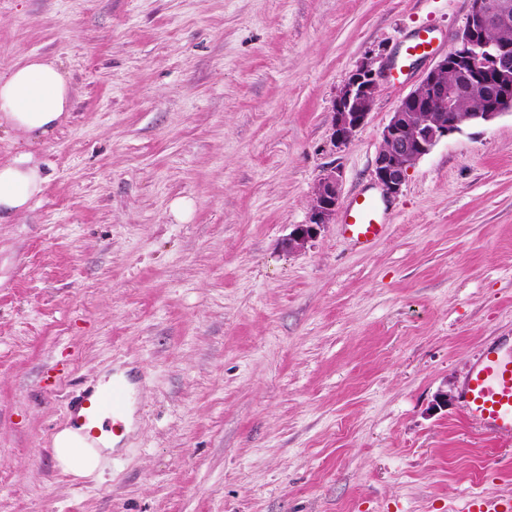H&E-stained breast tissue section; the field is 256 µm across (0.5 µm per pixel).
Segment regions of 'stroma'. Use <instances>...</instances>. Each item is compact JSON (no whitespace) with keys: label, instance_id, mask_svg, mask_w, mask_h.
<instances>
[{"label":"stroma","instance_id":"obj_1","mask_svg":"<svg viewBox=\"0 0 512 512\" xmlns=\"http://www.w3.org/2000/svg\"><path fill=\"white\" fill-rule=\"evenodd\" d=\"M470 0H0V73L55 58L73 108L31 141L47 181L0 224V512H466L512 499V439L460 398L512 342V112L410 169L368 247L315 188L381 195L391 112ZM432 29L410 63L404 40ZM395 58L351 139L331 112ZM192 204L176 220L174 201ZM142 374L131 430L75 476L52 440L80 388ZM339 180L334 171H330L319 181L312 205L308 224L298 225L287 239L289 250L299 249L312 239L325 224H330L339 204Z\"/></svg>","mask_w":512,"mask_h":512}]
</instances>
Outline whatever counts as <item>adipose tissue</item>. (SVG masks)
Instances as JSON below:
<instances>
[{"mask_svg":"<svg viewBox=\"0 0 512 512\" xmlns=\"http://www.w3.org/2000/svg\"><path fill=\"white\" fill-rule=\"evenodd\" d=\"M71 84L56 60L36 54L0 74V127L22 134L25 139L48 137L72 108ZM46 177L33 152L19 148L12 158L0 162V223L32 208L44 190ZM111 442L99 448H84L78 436L65 430L57 434L53 453L64 470L76 476L103 468Z\"/></svg>","mask_w":512,"mask_h":512,"instance_id":"obj_1","label":"adipose tissue"}]
</instances>
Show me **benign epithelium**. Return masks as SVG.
Segmentation results:
<instances>
[{"label":"benign epithelium","instance_id":"benign-epithelium-1","mask_svg":"<svg viewBox=\"0 0 512 512\" xmlns=\"http://www.w3.org/2000/svg\"><path fill=\"white\" fill-rule=\"evenodd\" d=\"M511 22L504 6L490 0H470L458 45L401 100L382 130L373 175L386 195L399 194L407 172L438 142L459 130L460 121L453 112L458 99L476 102L477 109L471 117L476 122H491L512 110V43L490 42L486 38L489 27ZM449 72L455 79L446 83L441 75ZM385 73L384 66L374 69L365 64L345 82L331 112L335 143H346L365 124ZM339 199V180L331 171L316 187L309 222L297 226L287 239L288 249L304 247L321 227L330 223Z\"/></svg>","mask_w":512,"mask_h":512}]
</instances>
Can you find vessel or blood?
I'll use <instances>...</instances> for the list:
<instances>
[{"label":"vessel or blood","instance_id":"b4317fda","mask_svg":"<svg viewBox=\"0 0 512 512\" xmlns=\"http://www.w3.org/2000/svg\"><path fill=\"white\" fill-rule=\"evenodd\" d=\"M340 223L355 243H371L385 229L379 199L366 195L355 198L343 211ZM133 390L131 376L116 375L107 389L81 391L70 405L69 426L90 445L106 435L124 439ZM462 399L467 416L484 433L512 437V353L488 345L463 386Z\"/></svg>","mask_w":512,"mask_h":512}]
</instances>
